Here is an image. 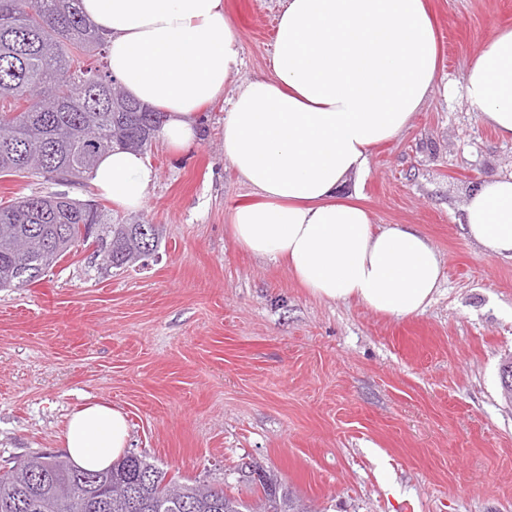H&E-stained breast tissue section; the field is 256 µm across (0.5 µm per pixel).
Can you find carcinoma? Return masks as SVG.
I'll return each instance as SVG.
<instances>
[{
  "mask_svg": "<svg viewBox=\"0 0 512 512\" xmlns=\"http://www.w3.org/2000/svg\"><path fill=\"white\" fill-rule=\"evenodd\" d=\"M78 0H0V177L56 184L89 174L119 145L142 151L163 115L131 98L108 70L106 43ZM155 224H114L94 200L31 195L0 207V288L39 281L75 247L103 269L150 255ZM260 512H306L288 488L250 471ZM0 512H251L222 489L167 478L125 456L88 472L63 454L35 453L0 468Z\"/></svg>",
  "mask_w": 512,
  "mask_h": 512,
  "instance_id": "obj_1",
  "label": "carcinoma"
}]
</instances>
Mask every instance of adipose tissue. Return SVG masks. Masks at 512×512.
I'll list each match as a JSON object with an SVG mask.
<instances>
[{"instance_id": "ef3b65f1", "label": "adipose tissue", "mask_w": 512, "mask_h": 512, "mask_svg": "<svg viewBox=\"0 0 512 512\" xmlns=\"http://www.w3.org/2000/svg\"><path fill=\"white\" fill-rule=\"evenodd\" d=\"M107 40L112 75L163 110L158 138L198 143V111L229 96L224 155L260 200L230 215L236 242L286 261L329 301L359 300L396 317L423 312L439 290L441 258L409 224L372 229L336 188L366 170L371 150L409 124L435 86L440 54L425 0H282L267 73L240 78V37L224 0H79ZM466 102L512 140V28L467 66ZM156 173L141 152L103 154L92 182L137 210ZM462 222L487 252L512 257V173L467 196ZM125 414L89 404L70 418L65 447L80 468L111 467L128 445Z\"/></svg>"}]
</instances>
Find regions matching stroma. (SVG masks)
<instances>
[{
    "label": "stroma",
    "instance_id": "1",
    "mask_svg": "<svg viewBox=\"0 0 512 512\" xmlns=\"http://www.w3.org/2000/svg\"><path fill=\"white\" fill-rule=\"evenodd\" d=\"M440 36L435 87L409 127L375 147L356 197L373 227L411 224L442 260L440 290L398 318L312 295L287 266L245 251L230 214L254 190L224 156L226 99L200 137L152 140L143 208L113 222L158 225L145 260L104 272L86 249L42 279L0 288V465L63 451L69 416L103 402L129 422L128 450L180 481L258 506L257 468L309 512H512V258L460 224L466 194L512 172L500 139L463 96L469 61L512 27V0H427ZM240 75L265 72L280 0H224ZM0 178V206L60 189ZM100 200L90 180L62 187Z\"/></svg>",
    "mask_w": 512,
    "mask_h": 512
}]
</instances>
